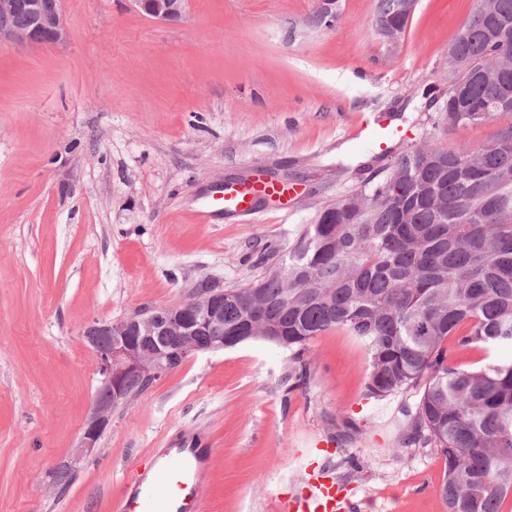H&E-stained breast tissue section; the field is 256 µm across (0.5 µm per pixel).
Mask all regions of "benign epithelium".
I'll list each match as a JSON object with an SVG mask.
<instances>
[{
	"instance_id": "7a95c632",
	"label": "benign epithelium",
	"mask_w": 512,
	"mask_h": 512,
	"mask_svg": "<svg viewBox=\"0 0 512 512\" xmlns=\"http://www.w3.org/2000/svg\"><path fill=\"white\" fill-rule=\"evenodd\" d=\"M146 16L161 22H177L185 14L187 0H132ZM63 0H0V46L26 48L43 44H61L69 32L63 20ZM203 325L224 328V289L213 290L179 302L177 308H147L102 324L87 323L81 336L94 352L102 348V331L110 337L106 359L100 367V386L90 406L77 442L58 468L71 471L91 463L99 450L104 433L112 428V412L125 404L124 380L130 373L159 379L171 372V360L187 359L203 352L219 351L224 344L200 345L191 340ZM167 332L173 339L162 351L146 350L142 341Z\"/></svg>"
}]
</instances>
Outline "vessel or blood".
<instances>
[{
    "label": "vessel or blood",
    "instance_id": "1",
    "mask_svg": "<svg viewBox=\"0 0 512 512\" xmlns=\"http://www.w3.org/2000/svg\"><path fill=\"white\" fill-rule=\"evenodd\" d=\"M393 135L382 114L367 116L352 132L353 139L386 148ZM288 186L253 182L225 187L223 211L240 217L255 216L262 197L284 198ZM201 457L196 451H178L157 457L148 474H141L120 490L115 512H204ZM302 494L289 497V512H359L354 492L342 480L317 470L307 472Z\"/></svg>",
    "mask_w": 512,
    "mask_h": 512
}]
</instances>
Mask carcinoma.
Returning <instances> with one entry per match:
<instances>
[{
    "instance_id": "carcinoma-1",
    "label": "carcinoma",
    "mask_w": 512,
    "mask_h": 512,
    "mask_svg": "<svg viewBox=\"0 0 512 512\" xmlns=\"http://www.w3.org/2000/svg\"><path fill=\"white\" fill-rule=\"evenodd\" d=\"M402 0H377L389 36L408 23ZM512 0H476L453 41L431 128L488 126L479 144L428 134L402 147L361 186L325 203L288 257L239 288L224 289V332L195 337L233 347L247 321L253 339L301 352L344 330L369 355L366 395L422 388L410 436L445 459L448 512H501L512 494V364L462 370L443 343L489 353L512 346ZM148 388L125 379L128 399Z\"/></svg>"
}]
</instances>
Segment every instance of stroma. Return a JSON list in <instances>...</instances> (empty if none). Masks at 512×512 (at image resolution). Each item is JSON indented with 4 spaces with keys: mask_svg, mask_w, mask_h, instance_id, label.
I'll list each match as a JSON object with an SVG mask.
<instances>
[{
    "mask_svg": "<svg viewBox=\"0 0 512 512\" xmlns=\"http://www.w3.org/2000/svg\"><path fill=\"white\" fill-rule=\"evenodd\" d=\"M474 0H417L382 42L376 0H190L163 23L131 0H64L67 43L0 47V512H114L161 450L206 449L212 512H276L324 468L362 512H448L444 457L405 443L420 391L366 397L364 345L335 330L301 354L263 341L197 354L112 414L96 460L52 477L99 386L80 332L237 288L284 259L317 208L385 159L349 133L369 112L417 140L425 87ZM296 186L258 221L194 211L224 183Z\"/></svg>",
    "mask_w": 512,
    "mask_h": 512,
    "instance_id": "stroma-1",
    "label": "stroma"
}]
</instances>
